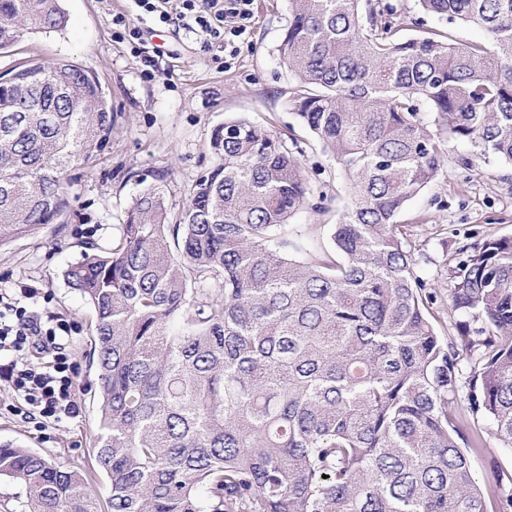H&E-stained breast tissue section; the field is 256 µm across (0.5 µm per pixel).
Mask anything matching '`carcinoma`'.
<instances>
[{"label":"carcinoma","mask_w":512,"mask_h":512,"mask_svg":"<svg viewBox=\"0 0 512 512\" xmlns=\"http://www.w3.org/2000/svg\"><path fill=\"white\" fill-rule=\"evenodd\" d=\"M415 6L492 42L403 39L413 18L390 0H288V106L349 177L326 241L288 236L310 187L286 141L233 119L178 213L163 185L145 187L119 241L86 244L64 271L95 311L108 512H512V476L483 494L467 454L480 437L451 412L468 386L469 410L512 447V238L448 262L463 379L396 224L448 141L468 164H512V0ZM66 23L60 0H0V51ZM10 74L0 246L59 222L68 172L95 167L113 132L94 73L31 61ZM0 476L30 512H101L80 470L33 449L0 443Z\"/></svg>","instance_id":"1"}]
</instances>
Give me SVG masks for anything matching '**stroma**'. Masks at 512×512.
<instances>
[{"label": "stroma", "mask_w": 512, "mask_h": 512, "mask_svg": "<svg viewBox=\"0 0 512 512\" xmlns=\"http://www.w3.org/2000/svg\"><path fill=\"white\" fill-rule=\"evenodd\" d=\"M64 30L30 33L0 54V74L21 60H69L101 80L114 114L112 147L91 170L70 173V209L60 223L0 247V292L34 290L27 300L39 319L56 315L74 321L78 334L67 346L77 365L76 399L80 414L60 423H38L13 413L20 398L0 382V443L11 442L92 472L99 397L96 357L90 332L91 305L68 288L64 271L82 257L87 242L118 241L125 212L141 181L164 178L167 207L178 211L191 184L218 162L213 130L232 119L262 125L279 138L296 136L297 158L308 179L310 202L291 219L310 229L339 223L349 204V180L288 107L294 79L279 54L288 26V0H255V19L236 56L205 47L180 20L146 32L138 50L118 41L112 17L135 16L132 0H62ZM154 62L153 77L143 73ZM466 149L452 142L436 179L409 200L397 216L416 259V273L434 294L430 306L440 335L455 337L457 313L451 309L448 261L457 247L490 238H512V165L497 160L473 166L462 162ZM471 450L473 474L481 488L499 475L512 474V447L484 434Z\"/></svg>", "instance_id": "stroma-1"}]
</instances>
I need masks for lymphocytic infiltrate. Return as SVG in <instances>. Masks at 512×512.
<instances>
[{
	"label": "lymphocytic infiltrate",
	"mask_w": 512,
	"mask_h": 512,
	"mask_svg": "<svg viewBox=\"0 0 512 512\" xmlns=\"http://www.w3.org/2000/svg\"><path fill=\"white\" fill-rule=\"evenodd\" d=\"M143 14L160 23L179 16L205 42L228 46L243 38L254 20V0H134ZM77 327L65 319L45 326L28 316L20 299L0 297V353L9 354L0 365V377L21 390L23 416L60 422L79 415L74 399L75 364L64 341Z\"/></svg>",
	"instance_id": "1"
}]
</instances>
